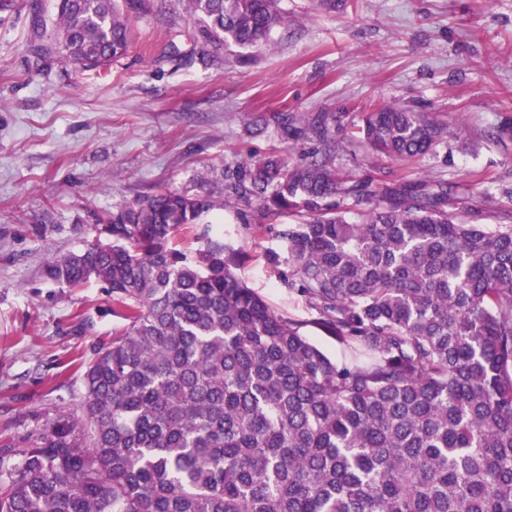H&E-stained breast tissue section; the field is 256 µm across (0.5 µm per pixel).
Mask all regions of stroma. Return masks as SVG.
<instances>
[{
    "label": "stroma",
    "instance_id": "35a3bbf8",
    "mask_svg": "<svg viewBox=\"0 0 512 512\" xmlns=\"http://www.w3.org/2000/svg\"><path fill=\"white\" fill-rule=\"evenodd\" d=\"M33 2L0 10V444L24 447L46 416L80 414L81 364L124 325L101 284L59 287L47 261L82 252L113 210L194 189L204 167L308 150L264 117L322 116L348 147L337 167L355 179L440 176L468 197L471 223L512 224V0H349L336 13L280 0L287 29L253 50L213 41L182 0H142L132 45L108 69L63 61L44 73L31 52ZM374 101L464 131L419 159L377 158L360 132ZM221 218L237 275L338 356L269 261L299 216L274 221L241 202Z\"/></svg>",
    "mask_w": 512,
    "mask_h": 512
}]
</instances>
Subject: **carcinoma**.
Segmentation results:
<instances>
[{
    "label": "carcinoma",
    "instance_id": "carcinoma-1",
    "mask_svg": "<svg viewBox=\"0 0 512 512\" xmlns=\"http://www.w3.org/2000/svg\"><path fill=\"white\" fill-rule=\"evenodd\" d=\"M185 2L226 47L288 26L275 0ZM139 5L42 7L37 55L104 69L127 54ZM272 120L314 143L301 161L226 166L218 195H147L107 216L108 241L48 261L62 287L103 284L125 325L83 362L81 414L45 419L25 449L0 446V512H512V225L458 219L444 178L354 181L325 122ZM459 130L397 103L370 106L361 127L396 159ZM239 200L274 220L308 215L279 231L273 262L341 358L271 311L223 241L171 247Z\"/></svg>",
    "mask_w": 512,
    "mask_h": 512
}]
</instances>
